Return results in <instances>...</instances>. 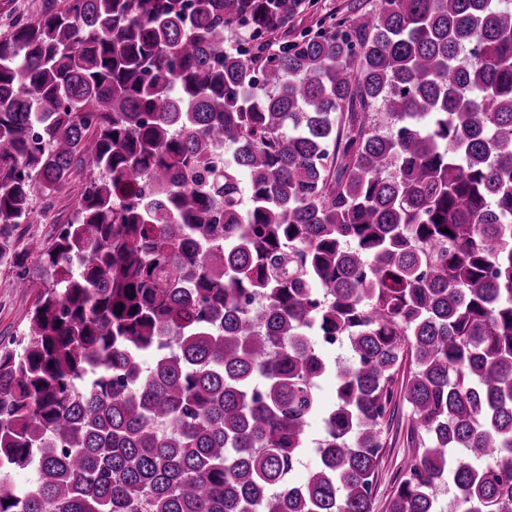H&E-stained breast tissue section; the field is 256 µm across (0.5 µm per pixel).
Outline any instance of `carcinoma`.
<instances>
[{
    "mask_svg": "<svg viewBox=\"0 0 512 512\" xmlns=\"http://www.w3.org/2000/svg\"><path fill=\"white\" fill-rule=\"evenodd\" d=\"M303 4L43 0L0 36V265L88 175L0 340V512H372L399 400L388 512H512V0L290 41ZM316 396L318 400V410L309 420V443L290 475V482L299 485L305 480L306 474L318 462L317 448L314 440L323 432L324 412L330 409L336 401V378L332 374L323 376L317 386ZM409 408L399 401L389 431L387 444L373 489L372 512H388V502L402 476L404 463L417 454L418 440L411 432Z\"/></svg>",
    "mask_w": 512,
    "mask_h": 512,
    "instance_id": "cac0c4a2",
    "label": "carcinoma"
}]
</instances>
